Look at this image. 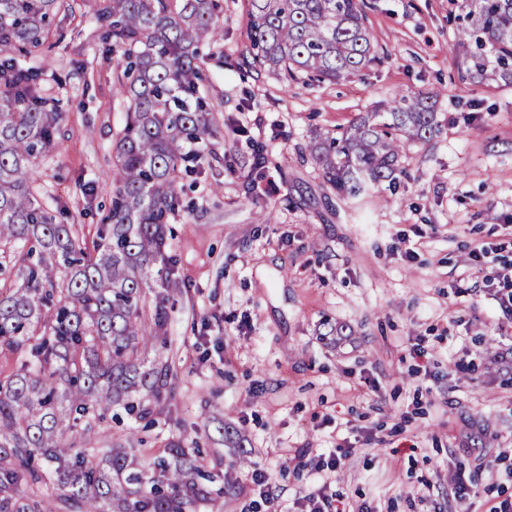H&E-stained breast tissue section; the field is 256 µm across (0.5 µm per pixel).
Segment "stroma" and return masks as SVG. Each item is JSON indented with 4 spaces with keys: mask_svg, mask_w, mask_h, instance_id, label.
I'll use <instances>...</instances> for the list:
<instances>
[{
    "mask_svg": "<svg viewBox=\"0 0 512 512\" xmlns=\"http://www.w3.org/2000/svg\"><path fill=\"white\" fill-rule=\"evenodd\" d=\"M22 60L63 112L31 178L38 199L99 241L126 120L119 54L98 0H68ZM376 61L336 83L248 69L244 0H221L224 38L201 50L214 133L181 175L165 254L172 295L158 414L105 418L96 445L133 434L146 469L179 439L232 488L196 512H251L255 468L304 512L345 450L333 490L372 512H486L512 496V309L489 274L512 275V84L462 78L450 50L457 0H367ZM442 89L439 130L407 147L395 187L340 199L305 151L377 102ZM305 453L297 470L288 459ZM475 476L455 499L456 471Z\"/></svg>",
    "mask_w": 512,
    "mask_h": 512,
    "instance_id": "obj_1",
    "label": "stroma"
}]
</instances>
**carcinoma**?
Instances as JSON below:
<instances>
[{
    "instance_id": "1",
    "label": "carcinoma",
    "mask_w": 512,
    "mask_h": 512,
    "mask_svg": "<svg viewBox=\"0 0 512 512\" xmlns=\"http://www.w3.org/2000/svg\"><path fill=\"white\" fill-rule=\"evenodd\" d=\"M453 51L471 79L512 84V0H464ZM60 0H0V248L20 284L0 294V512H193L213 491L204 462L169 444L176 463L152 476L128 448L91 454L97 420L120 407L153 415L172 391L150 355L166 335L180 281L164 256L176 178L213 133L198 95L200 50L224 37L218 0H100L101 40L124 57L126 122L112 202L90 253L77 225L36 203L29 172L58 144L62 113L38 94L40 71L15 54L41 49ZM251 65L293 81L348 79L376 59L364 0H247ZM440 91L403 93L306 151L336 194L392 183L406 147L439 130ZM156 289L145 311V289Z\"/></svg>"
}]
</instances>
